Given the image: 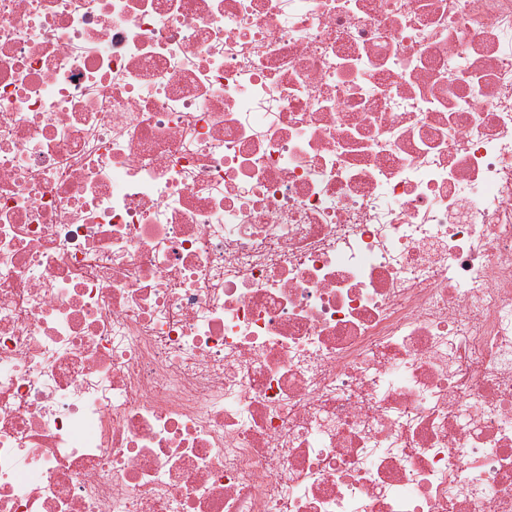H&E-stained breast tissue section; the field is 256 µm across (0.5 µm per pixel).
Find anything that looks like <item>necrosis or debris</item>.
Here are the masks:
<instances>
[{"label":"necrosis or debris","instance_id":"necrosis-or-debris-1","mask_svg":"<svg viewBox=\"0 0 512 512\" xmlns=\"http://www.w3.org/2000/svg\"><path fill=\"white\" fill-rule=\"evenodd\" d=\"M0 512H512V0H0Z\"/></svg>","mask_w":512,"mask_h":512}]
</instances>
